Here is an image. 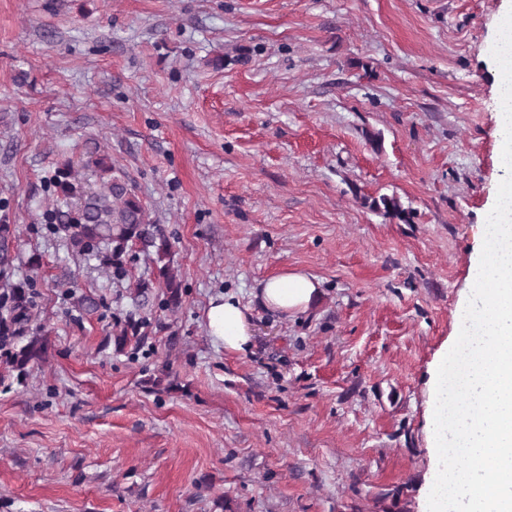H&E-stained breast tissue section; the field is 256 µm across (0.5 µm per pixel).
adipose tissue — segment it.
Listing matches in <instances>:
<instances>
[{"mask_svg": "<svg viewBox=\"0 0 512 512\" xmlns=\"http://www.w3.org/2000/svg\"><path fill=\"white\" fill-rule=\"evenodd\" d=\"M319 293L318 280L302 272L286 270L265 279L257 297L266 310L288 315L309 310ZM206 323L209 335L225 349L237 353L248 351V321L239 299L225 295L213 298L206 313Z\"/></svg>", "mask_w": 512, "mask_h": 512, "instance_id": "1", "label": "adipose tissue"}]
</instances>
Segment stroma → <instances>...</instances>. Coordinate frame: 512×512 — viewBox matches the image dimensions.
<instances>
[{
    "label": "stroma",
    "instance_id": "obj_1",
    "mask_svg": "<svg viewBox=\"0 0 512 512\" xmlns=\"http://www.w3.org/2000/svg\"><path fill=\"white\" fill-rule=\"evenodd\" d=\"M501 5L0 0V216L52 329L0 384V512H423L432 369L499 185ZM92 143L170 234L179 309L133 300L143 253L119 280L43 233L50 176ZM380 195L409 222L364 205ZM287 269L321 283L307 313L255 296ZM222 293L249 309L247 353L206 331ZM144 317L116 350L114 323Z\"/></svg>",
    "mask_w": 512,
    "mask_h": 512
}]
</instances>
